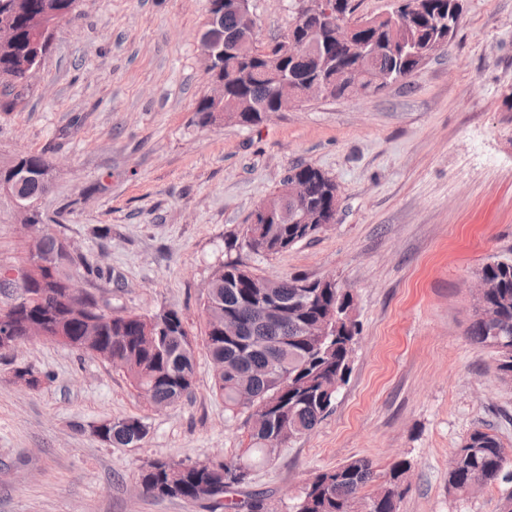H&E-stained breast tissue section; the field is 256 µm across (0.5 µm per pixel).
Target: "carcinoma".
<instances>
[{"label":"carcinoma","instance_id":"1","mask_svg":"<svg viewBox=\"0 0 512 512\" xmlns=\"http://www.w3.org/2000/svg\"><path fill=\"white\" fill-rule=\"evenodd\" d=\"M76 0H0V17L9 20L15 38L0 44V80L17 86L24 74L34 75V17L44 6L52 4L57 17L64 19L75 10ZM451 0H419L418 8L402 25L381 21L362 30L359 36L373 41L382 49L376 63L389 69L391 79L411 75L418 61L405 56L408 43L446 45L448 34L455 33L454 21L448 18ZM335 69L323 73L313 62H295L288 57V38L277 42L271 52L250 59L224 57L219 76L224 78L227 99L241 109L240 125L259 122V114L276 101V71L293 74L301 80H319L330 98L350 95L352 85L367 69L368 61L357 48L331 47ZM217 103L202 96L196 103L198 124L215 121ZM26 167L31 178L25 182L24 203L37 200L43 192V180H51V162L43 153H27L6 161L0 160V179L7 177L13 165ZM287 177L302 178L311 184L308 205L316 220L312 224H249L228 248H247L257 254H275L310 239L334 223L336 217V183L322 169L297 165ZM24 221L38 225L39 249L46 267H37L30 275L28 305L13 315L10 334H22L25 324L40 320L49 340L68 338L67 346L76 348L84 335L86 321L98 319L99 336L112 355V362L132 380L133 387L145 393L153 408H164L189 397L195 385L196 345L187 341L190 331L181 313L168 309L162 313L100 315L93 310L77 309L66 300L67 283L72 266L92 268L87 256L77 263L58 255L61 237L43 223L40 211L33 209ZM478 273L492 288L485 305L494 308L502 320L486 321L475 304V315L466 334L471 342L494 349L501 379L512 381V262L493 260ZM257 273L234 260L220 264L212 274L203 304L205 316L203 344L210 361L226 364L230 371L212 377L213 393L224 401L231 418L246 415L249 442L230 457L208 459L168 469L164 459L149 462L139 474L143 493L157 498H179L189 502L209 499L212 489L222 499L212 503L225 512H271L265 506L263 492H245L252 471L273 462L281 448V433L293 439L313 430L331 411L338 388L350 372L353 346L358 335L355 321L341 323L329 336H307L304 326L335 313L345 316L352 297L344 288L325 286L319 280L299 276L279 279L275 304L280 315L269 319L265 307L253 302L250 281ZM227 314L237 316L243 324L242 335L227 340L221 333ZM148 435V426L139 417L117 420L102 440L114 447L133 446ZM411 470L407 460L395 462L388 476L372 491L366 488L375 481L372 462L353 458L335 468L321 471L307 483L292 505L291 512H399V503L408 490L406 475ZM497 480L512 483V448L487 428L474 429L452 458L448 470V491L459 495L479 492L482 485Z\"/></svg>","mask_w":512,"mask_h":512}]
</instances>
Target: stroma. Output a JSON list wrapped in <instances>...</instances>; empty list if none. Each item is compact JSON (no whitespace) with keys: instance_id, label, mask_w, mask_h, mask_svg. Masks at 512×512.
<instances>
[{"instance_id":"stroma-1","label":"stroma","mask_w":512,"mask_h":512,"mask_svg":"<svg viewBox=\"0 0 512 512\" xmlns=\"http://www.w3.org/2000/svg\"><path fill=\"white\" fill-rule=\"evenodd\" d=\"M269 45L295 0H251ZM206 0H81L23 92L0 82V159L55 163L44 223L97 264L85 289L116 314L179 310L203 327L208 281L230 257L270 278L334 276L360 327L332 412L252 473L289 512L314 473L369 459L378 477L412 463L399 512H497L511 486L448 491V463L477 427L512 448V382L472 343L475 273L512 258V0H462L448 46L408 78L345 98L312 99L253 126L195 122L209 93L198 37ZM335 181L336 222L274 255L227 251L289 167ZM18 212L0 195V265L21 253ZM41 383L29 389L15 372ZM197 346L190 398L150 407L106 361L55 341L0 353V512H213L210 502L153 498L138 486L155 458L192 462L245 446ZM143 418L137 446L94 436Z\"/></svg>"}]
</instances>
